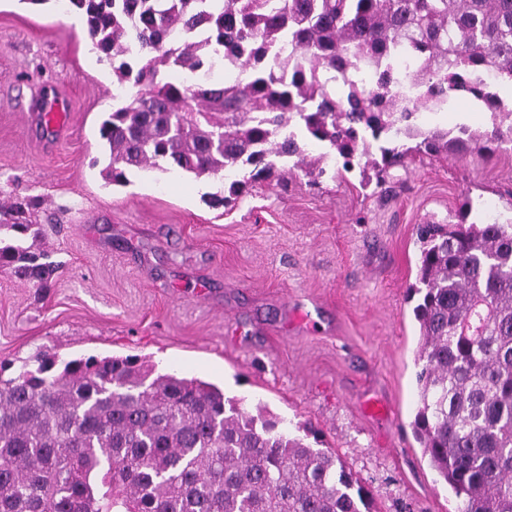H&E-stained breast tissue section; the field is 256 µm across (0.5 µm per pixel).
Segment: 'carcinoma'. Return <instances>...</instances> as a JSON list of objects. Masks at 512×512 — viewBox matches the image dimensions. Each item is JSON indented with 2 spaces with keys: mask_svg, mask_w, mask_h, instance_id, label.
Listing matches in <instances>:
<instances>
[{
  "mask_svg": "<svg viewBox=\"0 0 512 512\" xmlns=\"http://www.w3.org/2000/svg\"><path fill=\"white\" fill-rule=\"evenodd\" d=\"M127 93L100 127L111 184L176 167L246 173L228 206L300 169L312 186L366 158L376 184L410 153L512 143V0H67ZM238 70L216 81L217 66ZM366 71L371 81L357 74ZM467 97L491 129L425 130ZM416 140L413 147L404 141ZM324 148L316 157L306 145ZM379 144L380 160L370 158ZM36 197L0 199V269L47 288ZM421 224L413 312L423 455L457 512H512V222ZM0 512H371L335 452L216 385L127 357L0 378Z\"/></svg>",
  "mask_w": 512,
  "mask_h": 512,
  "instance_id": "obj_1",
  "label": "carcinoma"
}]
</instances>
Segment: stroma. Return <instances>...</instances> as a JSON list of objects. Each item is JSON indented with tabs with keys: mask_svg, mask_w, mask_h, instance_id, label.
<instances>
[{
	"mask_svg": "<svg viewBox=\"0 0 512 512\" xmlns=\"http://www.w3.org/2000/svg\"><path fill=\"white\" fill-rule=\"evenodd\" d=\"M34 72L63 90L69 135L53 147L27 122ZM122 95L57 0H0V192L54 214L45 246L63 265L41 293L0 270V377L43 356H136L314 428L373 512H455L410 426L416 228L468 199L511 219L512 148L409 157L386 196L355 171L318 186L298 171L215 209L220 176L103 180L99 127ZM419 122L483 128L489 115L459 97Z\"/></svg>",
	"mask_w": 512,
	"mask_h": 512,
	"instance_id": "1",
	"label": "stroma"
}]
</instances>
